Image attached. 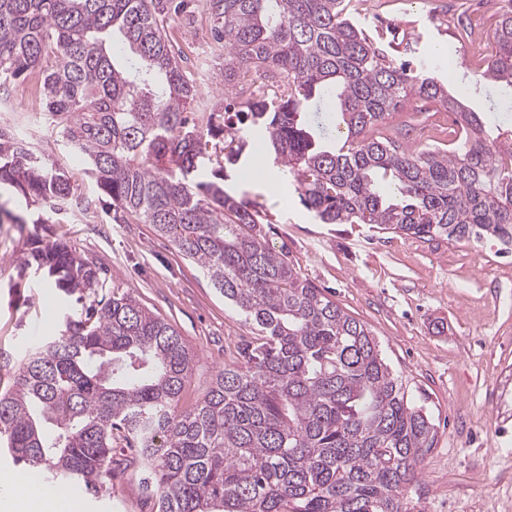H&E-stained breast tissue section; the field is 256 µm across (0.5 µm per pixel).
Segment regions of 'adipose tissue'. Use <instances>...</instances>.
<instances>
[{
	"label": "adipose tissue",
	"instance_id": "ef3b65f1",
	"mask_svg": "<svg viewBox=\"0 0 512 512\" xmlns=\"http://www.w3.org/2000/svg\"><path fill=\"white\" fill-rule=\"evenodd\" d=\"M62 490H53L15 473H0V512H74Z\"/></svg>",
	"mask_w": 512,
	"mask_h": 512
}]
</instances>
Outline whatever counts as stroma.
Listing matches in <instances>:
<instances>
[{"mask_svg": "<svg viewBox=\"0 0 512 512\" xmlns=\"http://www.w3.org/2000/svg\"><path fill=\"white\" fill-rule=\"evenodd\" d=\"M187 9L168 26V37L190 46L207 35L211 18L205 0H183ZM355 17L385 43L415 42L416 62L448 80V91L482 113L491 133L512 131V112L498 110L507 96L500 85L474 78L477 59L460 58L449 70L440 50L456 45L459 26L492 34L512 0H367ZM0 89V128L18 133L49 161L69 171L82 209L58 224H40L37 206L17 203L0 189V209L22 216L0 223V351L19 355L29 331L54 330L59 301L52 289L33 284L22 298L9 288L16 257L30 237L60 239L108 270V284L132 292L171 323L194 351V373L186 401L200 397L223 366L237 363L236 350L251 333L197 264L185 258L149 224L110 221L105 195L83 174L80 153L56 142L48 117L30 120L24 100L32 80ZM412 128L401 142L413 150L452 137L454 116L435 102L411 113ZM225 190L255 204L269 246L285 251L301 276L330 300L364 322L381 345L409 400L424 407L437 439L416 480L404 490L411 512H512V254L496 241L432 240L385 233L367 224H319L300 203L293 181L272 191L229 172ZM139 465H118L112 494L72 496L83 512H155L143 496Z\"/></svg>", "mask_w": 512, "mask_h": 512, "instance_id": "stroma-1", "label": "stroma"}]
</instances>
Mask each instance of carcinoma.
<instances>
[{
	"label": "carcinoma",
	"instance_id": "1",
	"mask_svg": "<svg viewBox=\"0 0 512 512\" xmlns=\"http://www.w3.org/2000/svg\"><path fill=\"white\" fill-rule=\"evenodd\" d=\"M352 0H207L224 44L221 112L165 34L170 0H0V82L45 66L41 96L61 142L117 219L151 224L256 331L180 407L195 354L134 295L63 241L15 260L64 304L57 333L25 348L0 389V456L96 496L120 447L145 461L157 512H407L402 488L436 430L406 396L367 326L265 241L254 205L224 173L269 162L321 224L512 248V143L437 78L394 65L351 16ZM478 76L512 88V13ZM333 100L327 146L301 120ZM456 114L450 151H414L367 133L411 98ZM234 121H224V116ZM212 180H194L202 159ZM72 177L0 130V184L59 215Z\"/></svg>",
	"mask_w": 512,
	"mask_h": 512
}]
</instances>
